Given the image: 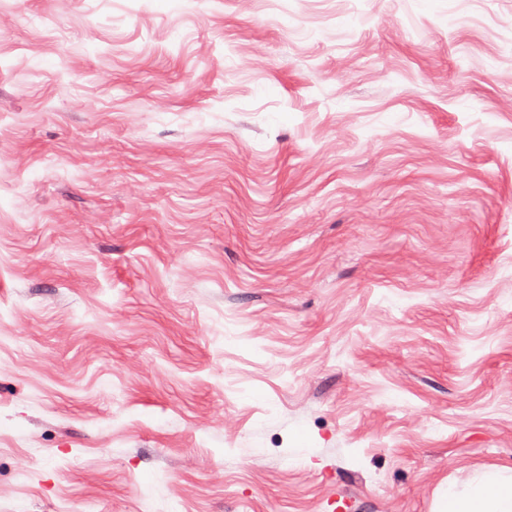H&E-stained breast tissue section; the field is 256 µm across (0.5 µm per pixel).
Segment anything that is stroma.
<instances>
[{"label": "stroma", "instance_id": "35a3bbf8", "mask_svg": "<svg viewBox=\"0 0 512 512\" xmlns=\"http://www.w3.org/2000/svg\"><path fill=\"white\" fill-rule=\"evenodd\" d=\"M512 482V0H0V512H444Z\"/></svg>", "mask_w": 512, "mask_h": 512}]
</instances>
